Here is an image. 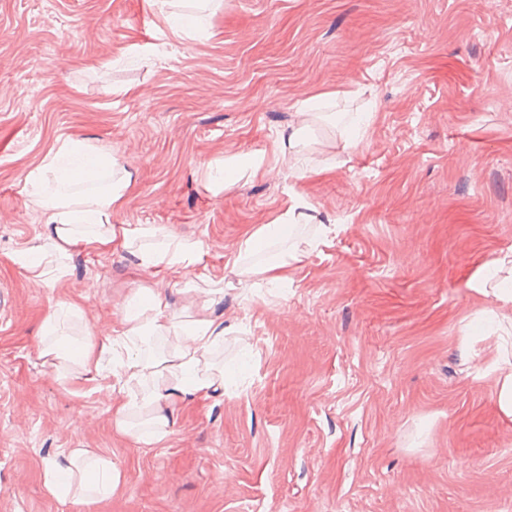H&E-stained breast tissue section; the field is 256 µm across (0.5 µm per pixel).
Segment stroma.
I'll list each match as a JSON object with an SVG mask.
<instances>
[{
  "label": "stroma",
  "instance_id": "1",
  "mask_svg": "<svg viewBox=\"0 0 512 512\" xmlns=\"http://www.w3.org/2000/svg\"><path fill=\"white\" fill-rule=\"evenodd\" d=\"M1 85L0 512H76L43 484L63 448L117 462L101 512H512L491 302L466 286L512 252V0H216L198 19L185 0H0ZM309 101L333 122L276 161ZM66 141L131 172L110 224L202 241L200 261L142 273L116 243L27 262L47 215L24 178ZM263 152L213 189L208 163ZM295 195L304 236L332 232L286 283L242 289L240 238ZM208 279L227 389L163 447L114 434L110 374L76 386L38 356L58 303L95 335L140 286L179 316Z\"/></svg>",
  "mask_w": 512,
  "mask_h": 512
}]
</instances>
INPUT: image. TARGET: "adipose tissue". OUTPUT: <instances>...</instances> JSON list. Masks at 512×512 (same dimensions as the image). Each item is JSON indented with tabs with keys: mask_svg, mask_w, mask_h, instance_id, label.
<instances>
[{
	"mask_svg": "<svg viewBox=\"0 0 512 512\" xmlns=\"http://www.w3.org/2000/svg\"><path fill=\"white\" fill-rule=\"evenodd\" d=\"M85 153L82 145L64 144L24 179L26 194L48 213L46 238L58 253L71 249L99 253L118 236L123 247L134 248L144 269L197 262L201 242L160 233L154 226L130 225L114 234L108 219L126 200L130 172L92 193L66 194V187L81 183L82 175L62 161ZM306 207L304 200L295 199L280 223L262 225L245 235L233 259L243 280L257 275L272 284L287 280L292 265L301 260L298 247L289 245L288 239ZM467 286L496 303L494 315L502 340L494 365L497 402L500 412L512 418V289L480 278L469 280ZM223 299V286L214 283L190 314L178 318L169 314L167 302L156 289L144 286L127 301L119 327L99 337L59 334L60 312L73 314L79 309L77 303H61L47 318L40 356L79 378L109 369L112 388L120 394L112 410L114 432L154 446L168 437L177 406L210 396L225 385L224 367L213 360L224 342V325L213 315ZM120 479L111 457L89 448L62 449L43 471V483L52 496L89 510L110 497Z\"/></svg>",
	"mask_w": 512,
	"mask_h": 512,
	"instance_id": "1",
	"label": "adipose tissue"
}]
</instances>
